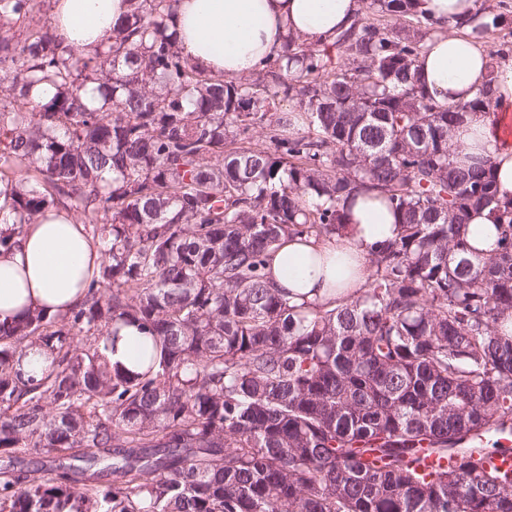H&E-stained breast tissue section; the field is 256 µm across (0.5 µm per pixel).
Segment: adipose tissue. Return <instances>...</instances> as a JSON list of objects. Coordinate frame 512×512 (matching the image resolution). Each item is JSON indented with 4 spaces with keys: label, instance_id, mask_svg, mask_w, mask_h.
I'll use <instances>...</instances> for the list:
<instances>
[{
    "label": "adipose tissue",
    "instance_id": "adipose-tissue-1",
    "mask_svg": "<svg viewBox=\"0 0 512 512\" xmlns=\"http://www.w3.org/2000/svg\"><path fill=\"white\" fill-rule=\"evenodd\" d=\"M475 0H421L441 31L430 37L415 79L436 101H471L484 85L493 88L492 108L468 117L454 132L459 161L490 159L498 196L512 200V137L501 130L512 114V54L491 60L484 41L470 29L447 32L449 20L475 12ZM361 0H179L177 29L184 57L199 68L243 76L282 53L288 34L325 48L359 16ZM125 0H54L52 22L58 40L74 49L107 43ZM350 228L320 244L286 240L270 264L273 287L297 301L324 302L364 287L372 244L394 238L397 219L376 194L363 193L347 208ZM0 230L12 231L0 248V321L25 311L61 318L84 298L96 280L110 243L93 235L71 213L18 225L0 196ZM106 343L110 365L135 372L150 341L137 325L119 324Z\"/></svg>",
    "mask_w": 512,
    "mask_h": 512
}]
</instances>
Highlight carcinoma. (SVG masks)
<instances>
[{
    "mask_svg": "<svg viewBox=\"0 0 512 512\" xmlns=\"http://www.w3.org/2000/svg\"><path fill=\"white\" fill-rule=\"evenodd\" d=\"M126 2L83 53L42 0H0L11 208L111 239L68 316L0 321V512H512V474L485 465L512 450V202L452 144L491 85L440 105L416 84L436 32L419 0H370L336 61L290 34L230 78L182 56L178 0ZM499 7L473 31L504 26ZM360 191L398 216L365 287L321 304L269 287L282 242L343 234ZM482 209L489 255L467 239ZM117 322L153 338L139 372L106 359ZM33 346L53 357L40 379L19 368Z\"/></svg>",
    "mask_w": 512,
    "mask_h": 512,
    "instance_id": "obj_1",
    "label": "carcinoma"
}]
</instances>
